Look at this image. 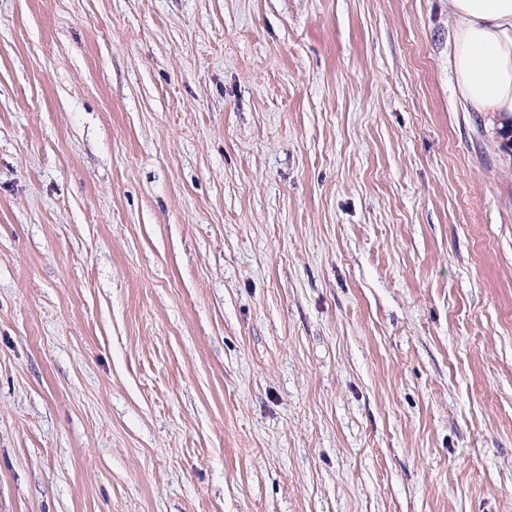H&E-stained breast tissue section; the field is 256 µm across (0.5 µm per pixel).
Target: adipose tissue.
<instances>
[{
  "mask_svg": "<svg viewBox=\"0 0 512 512\" xmlns=\"http://www.w3.org/2000/svg\"><path fill=\"white\" fill-rule=\"evenodd\" d=\"M460 96L475 112L512 118V0H450Z\"/></svg>",
  "mask_w": 512,
  "mask_h": 512,
  "instance_id": "ef3b65f1",
  "label": "adipose tissue"
}]
</instances>
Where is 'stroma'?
Segmentation results:
<instances>
[{
  "instance_id": "obj_1",
  "label": "stroma",
  "mask_w": 512,
  "mask_h": 512,
  "mask_svg": "<svg viewBox=\"0 0 512 512\" xmlns=\"http://www.w3.org/2000/svg\"><path fill=\"white\" fill-rule=\"evenodd\" d=\"M449 0H0V512H512V148Z\"/></svg>"
}]
</instances>
